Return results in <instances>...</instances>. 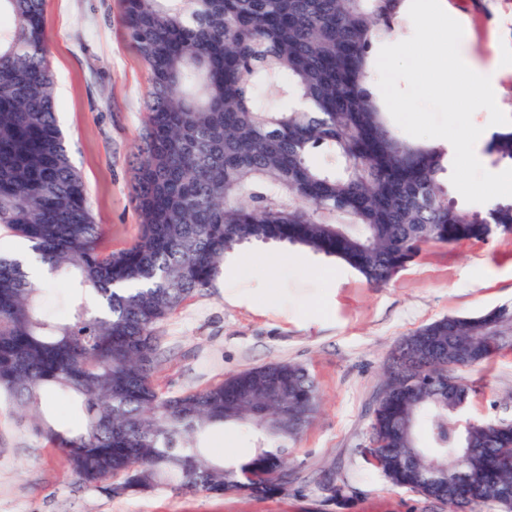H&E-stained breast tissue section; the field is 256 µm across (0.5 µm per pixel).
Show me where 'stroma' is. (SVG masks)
Returning <instances> with one entry per match:
<instances>
[{"mask_svg":"<svg viewBox=\"0 0 512 512\" xmlns=\"http://www.w3.org/2000/svg\"><path fill=\"white\" fill-rule=\"evenodd\" d=\"M447 3L469 36L473 60L501 70L497 104L512 115V0ZM44 17L68 156L104 227L105 247L116 251L140 231L131 185L148 73L126 35L119 0H45ZM503 304H512V235L426 246L381 288L301 246H238L226 254L215 287L160 325L164 357L154 384L176 396L269 362L304 365L322 406L288 448L298 482L262 499L165 486L111 495L80 484L65 454L1 398L0 512H446L374 466L366 453L373 409L403 337L448 315L476 316ZM460 375L472 389L463 418L512 421V351ZM203 446L209 459L243 460L258 436L245 426L217 425ZM332 478L350 481V498H331L322 482Z\"/></svg>","mask_w":512,"mask_h":512,"instance_id":"35a3bbf8","label":"stroma"}]
</instances>
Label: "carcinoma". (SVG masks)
<instances>
[{
	"label": "carcinoma",
	"instance_id": "obj_1",
	"mask_svg": "<svg viewBox=\"0 0 512 512\" xmlns=\"http://www.w3.org/2000/svg\"><path fill=\"white\" fill-rule=\"evenodd\" d=\"M402 0H120L149 75L133 198L142 224L126 248H103L71 165L46 60L43 0H0V227L54 272L75 271L99 298L44 312L41 286L0 253V395L66 455L72 474L108 494L160 485L206 494H278L284 449L320 406L302 366L271 362L206 389L162 396L155 330L215 286L224 254L279 240L334 256L368 284H388L430 244L512 234V200L472 212L448 200L447 150L401 139L369 85L373 44L395 35ZM512 164V130L487 145ZM471 346L448 354V339ZM512 348V306L448 316L407 336L417 382L379 401L374 465L448 512L507 509L512 424H457L470 388L457 375ZM282 390L274 399L268 390ZM77 399L83 425L42 416V394ZM214 425L259 435L248 459L217 464L201 439ZM472 448L467 457L459 449Z\"/></svg>",
	"mask_w": 512,
	"mask_h": 512
}]
</instances>
